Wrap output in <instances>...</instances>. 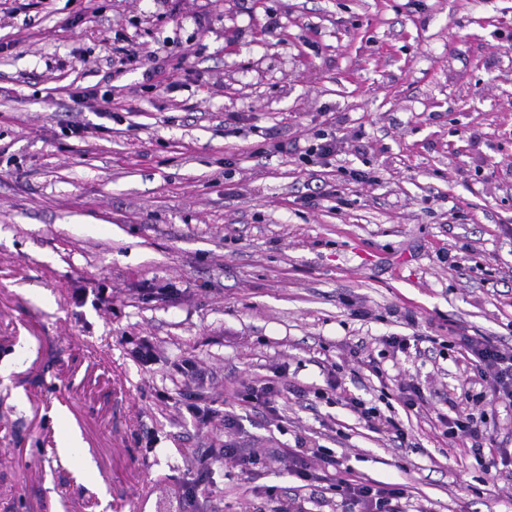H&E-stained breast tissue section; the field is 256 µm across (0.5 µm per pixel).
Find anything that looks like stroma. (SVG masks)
Returning a JSON list of instances; mask_svg holds the SVG:
<instances>
[{
  "instance_id": "1",
  "label": "stroma",
  "mask_w": 512,
  "mask_h": 512,
  "mask_svg": "<svg viewBox=\"0 0 512 512\" xmlns=\"http://www.w3.org/2000/svg\"><path fill=\"white\" fill-rule=\"evenodd\" d=\"M95 4L0 0V512H341L318 449L405 485V512H512L439 421L472 408L443 340L512 348V0ZM320 131L336 156L303 162ZM299 439L307 487L269 454ZM227 443L251 472L199 474Z\"/></svg>"
}]
</instances>
